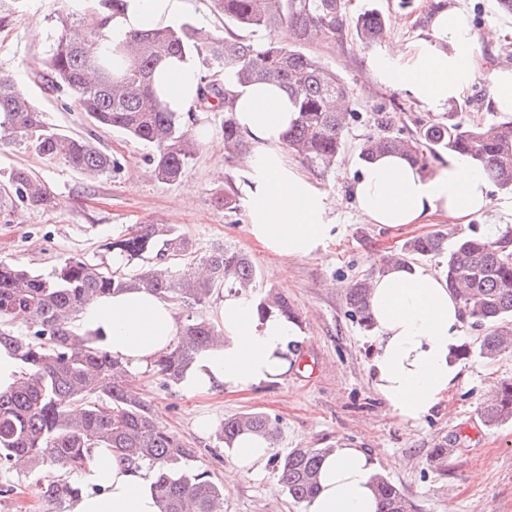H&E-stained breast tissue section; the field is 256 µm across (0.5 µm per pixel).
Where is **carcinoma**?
Here are the masks:
<instances>
[{
	"mask_svg": "<svg viewBox=\"0 0 512 512\" xmlns=\"http://www.w3.org/2000/svg\"><path fill=\"white\" fill-rule=\"evenodd\" d=\"M211 11L224 15V35L197 27L159 26L135 34L125 50L127 64L115 71L112 55H102L97 34L78 40L68 33L98 0H73L62 19L63 31L51 49L45 70L36 72L42 86L73 100L88 122L115 129L149 146V172L164 183H176L200 149L193 131V113L170 112L150 91L156 64L166 57L194 53L207 73L196 107L222 112L224 147L242 153L249 143L235 122L231 84L264 83L288 93L298 118L288 131L289 153L322 174L336 172L345 130L357 118L349 104L352 93L344 79L308 52L309 46L331 43L343 36L344 0H205ZM20 0H0V29L13 24ZM388 17L366 10L353 21L359 43L370 45L384 34ZM283 27L293 31L286 44L275 39ZM263 32L257 41L253 33ZM470 101L453 104L441 118L420 122L407 136L385 133L365 140L358 158L366 162L381 152L403 154L427 167L431 160L459 155L480 166L500 188L512 191V121L464 124L455 111ZM23 145L35 155L62 159L90 180L120 168V162L91 141L59 131L31 101L11 74H0V145ZM5 196L26 209L51 202L46 185L26 167L8 177ZM126 262L154 259L135 276L68 258L48 276L17 264L0 262V344L12 348L21 361V377L0 393V472L22 465L48 469L40 494L62 505L79 496L81 487L67 479L85 468L95 448H110L154 473L153 491L159 512H224V487L206 470L194 466L196 452L159 421L152 402L130 389L126 367L92 340L76 336L72 321L91 296L145 290L176 298L189 308L206 303L217 288L246 291L257 279L250 257L218 245L203 256L205 279L188 270L175 275L168 256L188 253L189 241L166 224H139L104 244ZM447 254L444 282L459 297L465 318L487 327L477 348L492 359L512 347V227L494 239L464 234L448 245L440 232L407 239L391 263ZM369 280H356L345 294L350 316L363 328L372 327L367 312ZM260 315L299 316L288 298L276 293L259 300ZM21 326L25 333L14 334ZM216 324L199 315L180 326L173 347L154 361L166 385L177 386L198 353L220 339ZM481 417L488 427L512 420V379L502 380L484 404ZM243 432L277 444L279 427L268 416L247 413L224 420L218 443L229 446ZM327 448H293L274 458L288 496L308 502L318 488V471ZM375 491L382 512H410L400 490L378 476Z\"/></svg>",
	"mask_w": 512,
	"mask_h": 512,
	"instance_id": "carcinoma-1",
	"label": "carcinoma"
}]
</instances>
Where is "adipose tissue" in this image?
Segmentation results:
<instances>
[{"mask_svg": "<svg viewBox=\"0 0 512 512\" xmlns=\"http://www.w3.org/2000/svg\"><path fill=\"white\" fill-rule=\"evenodd\" d=\"M192 8L193 0H123L116 10L97 6L85 24L99 30V49L106 53L123 48L134 34L173 24ZM495 37V28L478 31L468 12L448 4L433 16L430 37L395 49L375 66L386 82L427 109L441 110L468 86L479 44ZM202 76L195 56L166 58L156 66L153 88L170 111L192 112ZM234 112L250 143L239 159L250 234L284 259L316 255L332 237L331 206L316 180L284 149L297 117L294 103L278 87L253 84L236 88ZM351 195L368 223L395 230L434 216L466 224L493 206L484 172L460 156L449 157L432 174L398 154L377 156L362 164ZM368 304L374 320L369 362L374 390L400 424L419 426L460 380L454 358L462 340L459 302L432 271L415 265L376 275ZM217 327L224 341L196 356L182 381L187 393L243 392L287 373L288 345L300 334L296 323L275 314L259 317L253 295L228 292L218 305ZM76 331L93 336L135 375L173 344L178 324L169 300L135 290L87 301ZM228 453L226 477L235 480L259 471L272 450L264 438L242 434ZM376 471L370 451L338 443L321 464L318 491L305 512H379ZM75 480L82 491L67 512H158L151 472L109 449H93L91 462Z\"/></svg>", "mask_w": 512, "mask_h": 512, "instance_id": "ef3b65f1", "label": "adipose tissue"}]
</instances>
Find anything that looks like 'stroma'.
I'll return each mask as SVG.
<instances>
[{
    "instance_id": "35a3bbf8",
    "label": "stroma",
    "mask_w": 512,
    "mask_h": 512,
    "mask_svg": "<svg viewBox=\"0 0 512 512\" xmlns=\"http://www.w3.org/2000/svg\"><path fill=\"white\" fill-rule=\"evenodd\" d=\"M454 2L470 13L476 28L493 25L500 31L497 41L479 48L480 68L464 93L471 105L457 118L501 120L490 104V76L512 69V15L501 14L497 0ZM440 5L441 0H411L406 8L400 0H345L349 19L373 7L385 13L386 38L363 46L350 34L336 43L311 46V53L348 83L359 117L346 134L337 173L319 180L330 200L334 236L318 255L286 263L251 237L244 210L229 212L220 204L226 189L239 186L238 163L231 153L215 155L203 148L179 182L151 179L144 174L148 146L121 131L90 125L75 107L63 106L32 82L33 72L43 69L50 54L69 0H22L16 25L0 32V73L26 84L54 127L90 138L121 163L119 170L91 181L63 160H46L20 146L0 147V188L13 168L26 167L52 195L50 206L40 210H0V260L46 274L64 259L78 257L135 274L140 262L118 265L104 245L134 225L160 222L189 240L194 257L216 245L247 253L258 270L254 296L282 293L301 318L295 360L281 381L245 392L196 396L179 385L165 386L151 370L135 379L137 389L154 402L163 425L196 449L198 466L215 481H223L230 465L217 445L216 429L225 418L262 412L279 421L275 454L296 447L332 448L340 441L368 449L378 460L380 475L400 489L412 512H512V421L489 428L480 415L489 390L512 378V350L492 360L475 352L460 357L458 385L423 424L410 428L387 411L374 391L368 372L370 334L352 319L345 302L347 284L370 276L384 255L409 238L439 231L452 242L463 234L483 233L488 224L512 225V194L498 188L492 191V210L468 224L439 219L406 230L368 223L350 193L360 167L359 146L381 134V113L396 114L390 129L394 135L411 133L431 115L407 91L384 84L372 62L390 52L392 39L407 46L429 37V28L419 26L418 20ZM283 266L288 269L284 276L278 273ZM202 417L210 421L204 433L196 426ZM442 443L448 456L441 462L434 450ZM45 473L42 467L0 472V490L13 489L6 496L0 493V512H56L55 505L39 496ZM224 512H303V507L289 498L269 463L261 473L225 488Z\"/></svg>"
}]
</instances>
